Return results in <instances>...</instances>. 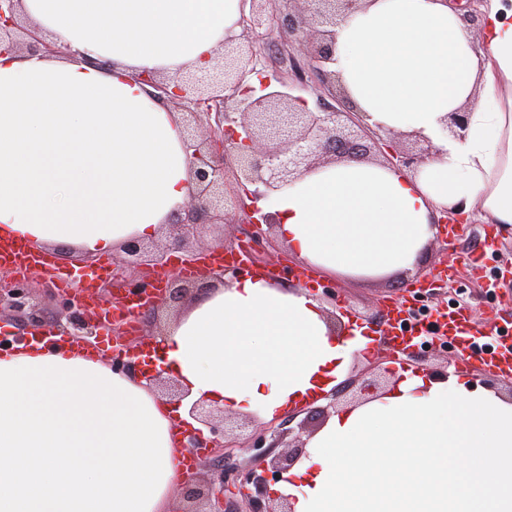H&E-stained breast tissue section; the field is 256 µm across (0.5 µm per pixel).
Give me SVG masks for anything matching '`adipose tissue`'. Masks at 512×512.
Returning a JSON list of instances; mask_svg holds the SVG:
<instances>
[{
    "instance_id": "1",
    "label": "adipose tissue",
    "mask_w": 512,
    "mask_h": 512,
    "mask_svg": "<svg viewBox=\"0 0 512 512\" xmlns=\"http://www.w3.org/2000/svg\"><path fill=\"white\" fill-rule=\"evenodd\" d=\"M68 57H0V234L97 254L150 239L188 196L176 113L136 75L205 66L239 0H21ZM482 43L444 0H363L336 29V71L369 124L438 148L414 169L344 159L263 202L301 262L351 279L412 271L441 209L512 227V0H490ZM100 67L89 66V59ZM465 111L458 136L442 119ZM370 338L336 335L314 294L255 276L218 286L152 343L183 405L147 373L125 380L167 422L171 474L150 512H175L186 404L265 421L323 402ZM273 485L295 512H512V398L458 375L401 371L336 411Z\"/></svg>"
}]
</instances>
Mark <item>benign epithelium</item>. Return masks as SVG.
<instances>
[{"mask_svg":"<svg viewBox=\"0 0 512 512\" xmlns=\"http://www.w3.org/2000/svg\"><path fill=\"white\" fill-rule=\"evenodd\" d=\"M20 0H0V55L20 52L26 46L32 55L63 53L62 47L48 44L34 25L18 26ZM361 0H240L239 18L228 30L208 65L183 69L172 78L143 70L136 79L150 87L148 94L160 105L181 104L189 118L181 123V142L190 162L191 192L187 203L173 212L175 221L164 226V240L151 245L129 238L114 260L120 271L121 288L141 302L136 314L155 312L170 304L177 290L169 281L158 288L152 272L171 263L172 253H181L182 262L192 268L210 251L203 233L226 224H250L249 246L255 255L275 250L270 238L274 216L257 219L254 202L268 199L300 175L343 158L371 160L393 168H415L433 155L432 141L412 135L415 149H401L381 138L363 121L362 112L348 97L336 95L335 28L354 14ZM277 27L288 34V68L265 76L258 85L246 81L261 64L262 51L252 35L263 28ZM316 81L318 97H328L336 105L320 112L295 94ZM65 267L80 279L93 270L90 254L72 255ZM242 267H208L210 281L221 284L236 277ZM34 295L28 281L0 278V303L28 315L40 326ZM62 310L76 335L91 337L106 326L82 306L79 297L60 300ZM156 384L173 401L183 400L179 386L160 374ZM188 416L202 428L187 435L183 447L198 459L196 469L185 480L187 499L194 506L180 512H224V491L234 487L242 493L248 512H293L290 501L275 500L268 486L276 475L288 470L303 453L305 422L288 431L292 450L275 452L284 443L283 434L257 428L243 447L252 453L254 464L244 470H221L204 476L207 459L228 456L233 442L227 440L224 411L203 400L193 402Z\"/></svg>","mask_w":512,"mask_h":512,"instance_id":"1","label":"benign epithelium"}]
</instances>
